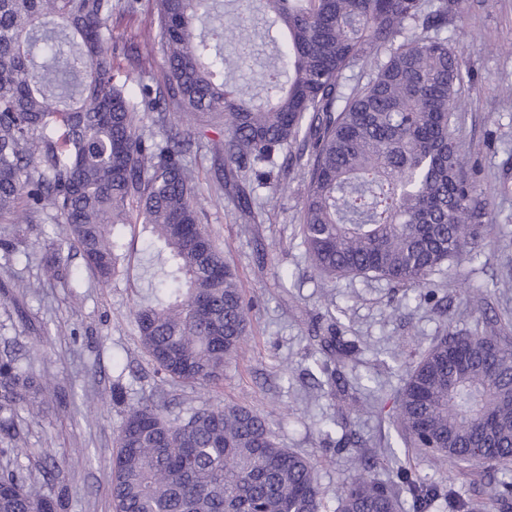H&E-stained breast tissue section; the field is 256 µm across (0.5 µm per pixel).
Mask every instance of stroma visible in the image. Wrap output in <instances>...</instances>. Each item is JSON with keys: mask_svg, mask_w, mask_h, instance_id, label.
I'll list each match as a JSON object with an SVG mask.
<instances>
[{"mask_svg": "<svg viewBox=\"0 0 512 512\" xmlns=\"http://www.w3.org/2000/svg\"><path fill=\"white\" fill-rule=\"evenodd\" d=\"M111 29L118 47L115 80L140 101L141 86L165 73L153 0H138L132 14L114 12ZM441 35L464 68L451 130L476 171L473 205L491 227L480 256L434 275L430 299L421 290L372 278H321L299 232L302 172H271L256 188L220 182L213 157L222 135L209 128L208 143L192 147L185 163L195 176L203 222L254 304L245 342L216 385L167 380L156 374L134 319L155 272L142 224L122 227L126 258L120 274L104 285L63 243L52 208L31 214L19 235L0 223V345L14 346L44 385L43 403L27 416L10 467L60 499L61 512H111L118 429L130 407L161 397L172 417L206 404L240 405L266 416L281 446L313 460L328 512L361 452L376 456L373 475L381 482H395L406 468L450 483L463 500L488 502L486 479L457 474L448 463L402 447L391 426L394 395L417 348L479 323L467 287L487 290L499 324L512 328V0H458ZM224 54L230 62L225 78L246 92L262 67L276 63L269 42L253 47L244 62L233 48ZM56 260L64 271L54 277L49 267ZM331 324L352 350L350 388L326 395L310 369L323 356L316 337ZM342 419L362 437V448L344 445L340 432L320 433L323 424ZM46 448L60 475L47 474Z\"/></svg>", "mask_w": 512, "mask_h": 512, "instance_id": "stroma-1", "label": "stroma"}]
</instances>
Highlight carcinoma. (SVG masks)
I'll list each match as a JSON object with an SVG mask.
<instances>
[{
    "mask_svg": "<svg viewBox=\"0 0 512 512\" xmlns=\"http://www.w3.org/2000/svg\"><path fill=\"white\" fill-rule=\"evenodd\" d=\"M131 0H0V221L23 224L44 202L86 267L108 284L120 268L119 229L138 218L158 243L161 278L136 312L158 373L200 386L219 382L243 342L249 310L224 250L202 222L185 164L192 141L172 125L222 121L219 151L237 172L291 162L305 175L300 233L327 276H364L427 290L433 276L479 255L475 183L450 124L463 85L459 59L437 32L452 0H262V23L234 0H155L165 80L144 86L160 136L139 133L137 104L114 82L112 13ZM207 20V33H194ZM284 38L283 66L260 75L262 93L224 80V47L253 43L257 26ZM421 29L415 33V29ZM435 35H430V32ZM385 55H380L381 50ZM369 65L367 83L343 75ZM432 341L405 370L393 423L404 447L480 475L512 466V336L498 320ZM323 384L337 386L348 349L319 337ZM38 379L14 351L0 352V456L22 439L21 411ZM341 487L334 512H429L454 493L403 470L391 486L371 478L375 458ZM492 505L512 509V482ZM22 472L0 470V512H58ZM112 512H325L312 462L282 448L267 419L229 405L171 419L164 401L128 411L111 461Z\"/></svg>",
    "mask_w": 512,
    "mask_h": 512,
    "instance_id": "1",
    "label": "carcinoma"
}]
</instances>
